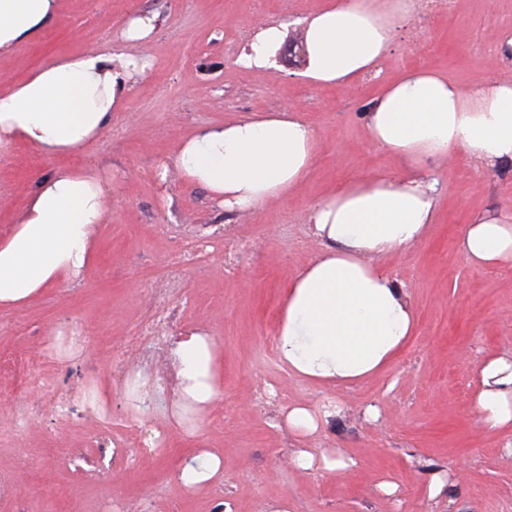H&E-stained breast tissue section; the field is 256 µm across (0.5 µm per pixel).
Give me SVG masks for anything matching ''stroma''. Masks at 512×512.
<instances>
[{"label": "stroma", "instance_id": "1", "mask_svg": "<svg viewBox=\"0 0 512 512\" xmlns=\"http://www.w3.org/2000/svg\"><path fill=\"white\" fill-rule=\"evenodd\" d=\"M323 0H62L59 19L33 41L0 49V84L17 82L42 64L89 50L148 57L150 69L132 82L112 126L69 164L98 168L108 211L94 231V257L81 274L34 298L0 306V354L16 356L72 323L97 343L91 358H62L69 387L94 378L99 402L115 399L105 373L114 347L141 329L154 310L165 335L200 331L215 336L222 387L214 407L223 428L199 415L194 429L167 411L121 409L112 432L128 442L124 464L75 476L53 470L64 432L78 442L99 420L87 413L60 426L38 392L20 397L17 378L0 375V409L20 401L35 406L25 431L0 423V471L19 454L32 460L27 481L0 496V512H115L122 502H152V512H512V433L481 429L472 401L478 368L492 354L512 353V265L481 268L461 255L458 242L471 218L486 210L512 215V165L487 171L462 151L429 164L440 181L438 220L415 247L389 255L386 265L408 290L416 330L394 361L366 381L328 389L290 373L267 350L276 332L281 289L318 252L306 210L330 189L408 163L374 146L362 120L383 85L406 66L440 71L464 89L512 80V58L496 56L497 34L512 32V0H451L448 7L416 10L403 23L382 62L380 77L349 89L304 81L301 65L281 48L275 71L236 63L262 21H280L289 36ZM153 13L152 35L131 43L128 18ZM284 107L302 112L318 139L306 178L287 200L252 211L227 213L198 187L157 169L197 127L251 112ZM0 240L40 177L58 161L25 144L0 148ZM165 232H158V225ZM205 252L194 253L199 241ZM180 264L178 280L167 269ZM169 288V301L151 304L149 291ZM284 390L292 404L341 402L342 413L323 425L309 448H339L358 461L347 475L296 470L298 441L285 426L280 403L263 391ZM153 426L164 448L143 454L135 432ZM208 450L222 460L223 479L185 489L177 473L184 458ZM446 471L448 494L429 498L432 472ZM390 477L395 494L377 483Z\"/></svg>", "mask_w": 512, "mask_h": 512}]
</instances>
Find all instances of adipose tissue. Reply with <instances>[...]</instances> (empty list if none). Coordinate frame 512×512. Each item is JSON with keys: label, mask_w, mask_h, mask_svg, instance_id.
Here are the masks:
<instances>
[{"label": "adipose tissue", "mask_w": 512, "mask_h": 512, "mask_svg": "<svg viewBox=\"0 0 512 512\" xmlns=\"http://www.w3.org/2000/svg\"><path fill=\"white\" fill-rule=\"evenodd\" d=\"M61 0H0V48L35 39L60 14ZM412 0H332L306 18L305 80L343 89L380 71ZM286 28L259 24L237 58L241 68L272 69ZM148 59L88 51L55 60L22 82L0 86V145L27 143L45 156L77 152L103 135ZM372 142L424 166L453 149L493 168L512 162V81L463 91L440 73L407 70L387 84L363 115ZM318 143L301 113L245 114L198 127L169 156L164 171L204 189L225 212L287 198L305 178ZM441 188L418 174L380 172L356 178L309 208L306 222L320 245L283 292L277 354L300 378L349 386L389 365L412 335L409 295L384 259L419 243L434 223ZM108 203L97 168L60 167L39 179L0 241V304L77 277L91 258L92 236ZM459 248L475 266L512 264V220L497 212L473 218ZM177 394L197 409L217 396L216 344L199 332L178 340ZM474 407L488 430L512 427V355L479 367ZM339 403L283 408L293 434L311 437L339 414Z\"/></svg>", "instance_id": "obj_1"}]
</instances>
